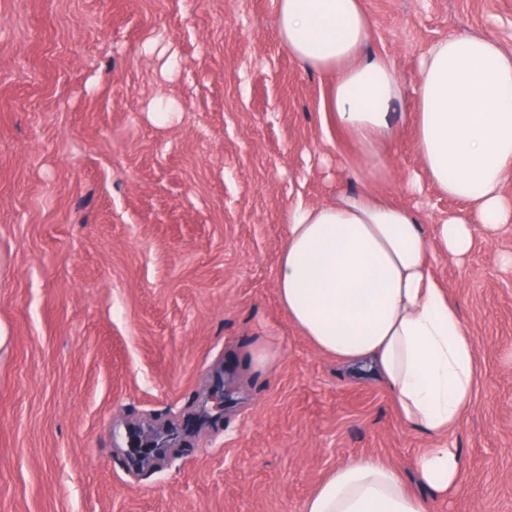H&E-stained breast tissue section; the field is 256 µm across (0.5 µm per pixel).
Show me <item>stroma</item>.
Instances as JSON below:
<instances>
[{"label": "stroma", "instance_id": "1", "mask_svg": "<svg viewBox=\"0 0 512 512\" xmlns=\"http://www.w3.org/2000/svg\"><path fill=\"white\" fill-rule=\"evenodd\" d=\"M364 4L365 51L403 90L379 158L392 175L370 182L274 0H0V512H300L357 455L419 491L430 440L280 303L285 217L366 187L429 233L464 211L420 165V63L460 32L512 54V0ZM436 271L479 374L448 434L461 490L430 512H512V224L474 225L467 259ZM219 376L223 414L132 468L129 428L211 412Z\"/></svg>", "mask_w": 512, "mask_h": 512}]
</instances>
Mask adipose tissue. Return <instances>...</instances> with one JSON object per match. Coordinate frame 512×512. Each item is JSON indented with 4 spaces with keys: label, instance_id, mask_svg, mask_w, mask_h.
Masks as SVG:
<instances>
[{
    "label": "adipose tissue",
    "instance_id": "obj_1",
    "mask_svg": "<svg viewBox=\"0 0 512 512\" xmlns=\"http://www.w3.org/2000/svg\"><path fill=\"white\" fill-rule=\"evenodd\" d=\"M283 46L327 80L325 108L368 160L367 177L395 134L392 104L402 89L387 57L364 55L370 19L363 0H275ZM415 139L429 179L467 212L439 218L427 235L414 210L368 191L298 205L288 212L277 288L289 319L325 354L368 367L410 430L445 437L474 400L476 351L439 257L461 262L472 227L512 223V55L471 34L437 42L416 88ZM421 493L373 456L348 459L322 479L301 512H428L429 497L462 483L458 449H424L413 460Z\"/></svg>",
    "mask_w": 512,
    "mask_h": 512
}]
</instances>
